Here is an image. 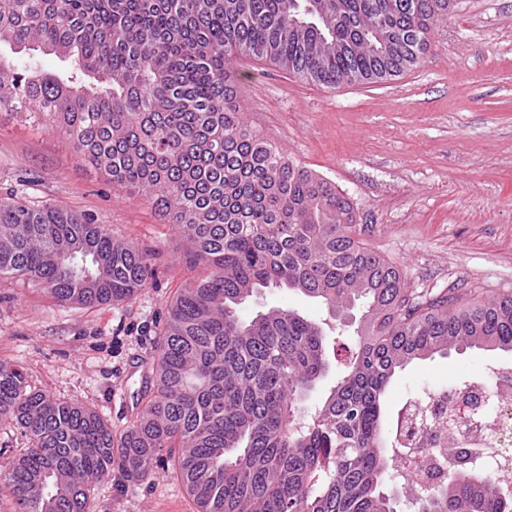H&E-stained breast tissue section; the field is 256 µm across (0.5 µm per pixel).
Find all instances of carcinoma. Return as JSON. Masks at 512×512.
<instances>
[{"mask_svg":"<svg viewBox=\"0 0 512 512\" xmlns=\"http://www.w3.org/2000/svg\"><path fill=\"white\" fill-rule=\"evenodd\" d=\"M452 0H0V44L71 63L67 78L0 58V111L65 128L112 185L152 201L208 273L178 288L130 424L28 389L0 360V423L28 447L0 464L10 512H88L116 469L144 480L162 452L199 512H512L498 478L446 449L434 486L408 487L387 447L382 398L396 371L452 350L512 353V293L417 291L361 241L353 206L255 134L227 71L244 56L336 86L403 75ZM150 256L85 214L0 200V279L60 303L119 304L151 283ZM263 288L357 303L353 351L329 395L341 325L273 307Z\"/></svg>","mask_w":512,"mask_h":512,"instance_id":"1","label":"carcinoma"}]
</instances>
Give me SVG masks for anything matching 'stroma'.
<instances>
[{"label":"stroma","mask_w":512,"mask_h":512,"mask_svg":"<svg viewBox=\"0 0 512 512\" xmlns=\"http://www.w3.org/2000/svg\"><path fill=\"white\" fill-rule=\"evenodd\" d=\"M228 71L244 117L290 159L331 181L353 205L366 246L395 262L408 287L512 292V0H453L421 64L394 80L325 87L240 57ZM85 213L153 257L156 280L114 306L60 304L0 281V359L22 367L31 389L97 411L113 430L130 419L159 327L185 281L203 267L152 202L87 166L58 128L0 112V197ZM291 307L319 320L324 305L268 288L246 315ZM512 362L500 351L414 361L385 395L387 417L424 386L479 376ZM88 512H197L169 457L155 475L113 474Z\"/></svg>","instance_id":"stroma-1"}]
</instances>
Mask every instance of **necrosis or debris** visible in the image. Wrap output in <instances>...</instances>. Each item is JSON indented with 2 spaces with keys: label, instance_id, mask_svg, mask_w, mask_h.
I'll use <instances>...</instances> for the list:
<instances>
[{
  "label": "necrosis or debris",
  "instance_id": "1",
  "mask_svg": "<svg viewBox=\"0 0 512 512\" xmlns=\"http://www.w3.org/2000/svg\"><path fill=\"white\" fill-rule=\"evenodd\" d=\"M501 371L489 364L456 393L427 389L405 401L390 431L403 449L395 468L406 482L426 481L441 464L438 449L451 445L478 449L501 483L512 486V393L487 387Z\"/></svg>",
  "mask_w": 512,
  "mask_h": 512
}]
</instances>
